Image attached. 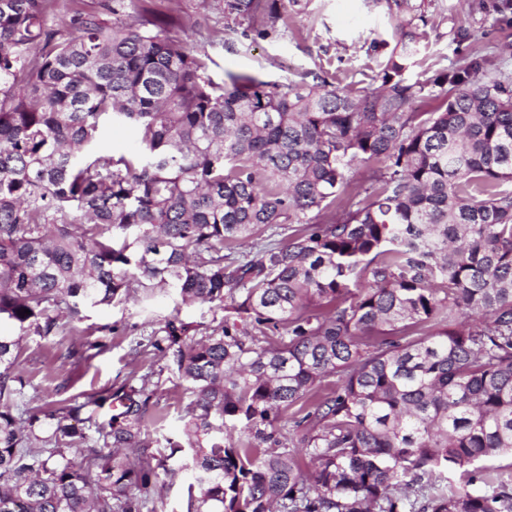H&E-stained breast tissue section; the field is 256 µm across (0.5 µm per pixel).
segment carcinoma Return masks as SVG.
I'll return each instance as SVG.
<instances>
[{"label":"carcinoma","instance_id":"1","mask_svg":"<svg viewBox=\"0 0 512 512\" xmlns=\"http://www.w3.org/2000/svg\"><path fill=\"white\" fill-rule=\"evenodd\" d=\"M132 2L59 40L49 0H0V512H140L150 374L77 465L85 404L26 407L19 350L157 288L227 312L199 340L149 321L192 395L167 439L194 451L188 512H512V471L485 465L512 457V77L474 49L410 81L425 0H371L392 34L368 87L217 80ZM223 2L234 52L310 0ZM109 123L136 152L97 153Z\"/></svg>","mask_w":512,"mask_h":512}]
</instances>
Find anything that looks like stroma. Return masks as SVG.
<instances>
[{
    "label": "stroma",
    "mask_w": 512,
    "mask_h": 512,
    "mask_svg": "<svg viewBox=\"0 0 512 512\" xmlns=\"http://www.w3.org/2000/svg\"><path fill=\"white\" fill-rule=\"evenodd\" d=\"M426 4L435 27L429 32L428 51L410 71V78L450 67L473 49L489 53L500 68L512 73V19L479 11L464 0H426ZM136 8L171 12L191 27L190 47L213 59L211 71L218 79L228 71L258 74L266 80L319 69L350 75L365 63V50L373 39L391 37L389 25L364 0H312L307 11L295 16L285 36L258 42L247 52L224 48L222 0H136ZM149 333L138 305L129 301L86 309L82 320L67 324L50 339L29 337L20 356L29 405L56 399L57 384L66 382V397L84 405L86 443L99 449L110 417L121 410L116 392L151 374L158 384L148 405L151 451L159 458L168 455L166 440L180 434L191 395L168 359L153 351ZM72 345L83 355L80 364H60L59 353ZM190 482L186 469L159 474L143 512H186Z\"/></svg>",
    "instance_id": "obj_1"
}]
</instances>
